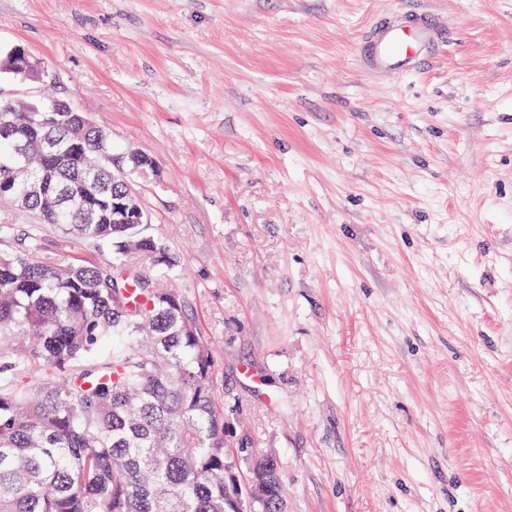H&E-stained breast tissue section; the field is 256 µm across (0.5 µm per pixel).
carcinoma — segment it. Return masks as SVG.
<instances>
[{"label": "carcinoma", "mask_w": 512, "mask_h": 512, "mask_svg": "<svg viewBox=\"0 0 512 512\" xmlns=\"http://www.w3.org/2000/svg\"><path fill=\"white\" fill-rule=\"evenodd\" d=\"M10 112L0 95L4 203L78 234L112 261L40 255L35 237L0 248V512H231L235 446L209 339L178 267L149 224L112 221V139L83 112ZM28 159L47 188L25 196ZM260 512H284L277 462L241 463Z\"/></svg>", "instance_id": "carcinoma-1"}]
</instances>
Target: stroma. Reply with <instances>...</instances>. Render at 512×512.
Listing matches in <instances>:
<instances>
[{"label":"stroma","instance_id":"35a3bbf8","mask_svg":"<svg viewBox=\"0 0 512 512\" xmlns=\"http://www.w3.org/2000/svg\"><path fill=\"white\" fill-rule=\"evenodd\" d=\"M405 0H0V55L134 175L286 512H512V0H420L427 70L363 74ZM65 261L58 226L0 223ZM12 54L15 60L12 59L11 50L2 58H0V75H7L11 79L17 81L21 80V76L16 69V63L18 68L24 71L30 78L32 83L40 82L45 75V70L39 61L34 59L30 53L22 46H16L12 50Z\"/></svg>","mask_w":512,"mask_h":512}]
</instances>
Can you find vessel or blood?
<instances>
[{
	"label": "vessel or blood",
	"instance_id": "obj_1",
	"mask_svg": "<svg viewBox=\"0 0 512 512\" xmlns=\"http://www.w3.org/2000/svg\"><path fill=\"white\" fill-rule=\"evenodd\" d=\"M445 40L436 14L403 9L366 33L358 49V61L370 74H410L424 68Z\"/></svg>",
	"mask_w": 512,
	"mask_h": 512
}]
</instances>
